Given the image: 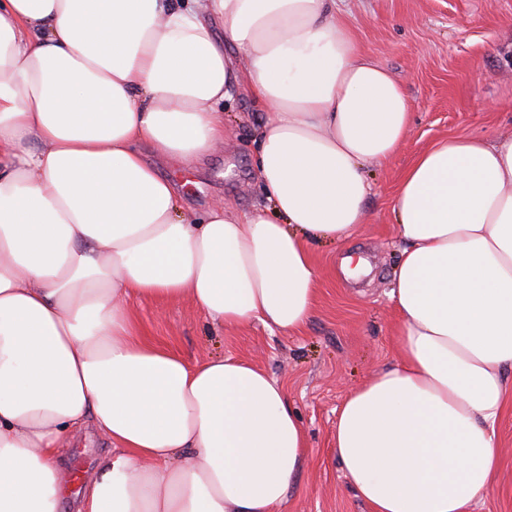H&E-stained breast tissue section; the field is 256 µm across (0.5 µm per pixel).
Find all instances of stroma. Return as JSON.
<instances>
[{
    "label": "stroma",
    "instance_id": "35a3bbf8",
    "mask_svg": "<svg viewBox=\"0 0 512 512\" xmlns=\"http://www.w3.org/2000/svg\"><path fill=\"white\" fill-rule=\"evenodd\" d=\"M336 15L358 50L404 88L411 122L395 155L368 166L366 224L344 242L313 247L320 271L314 314L296 335L260 325L214 324L189 299H135L139 336L201 363L232 355L276 378L296 408L307 453L285 512H371L350 488L332 451L336 410L347 393L395 359L397 322L385 292L399 259L393 199L405 169L421 152L455 136L512 134V0H336ZM266 109L243 89L224 103L229 136L193 168L155 158L184 203L202 213L224 204L239 211L266 205L254 159ZM363 256L366 276L347 278L343 257ZM495 486L472 512H512V397L498 429ZM64 512H77L91 473L111 449L85 428L63 439Z\"/></svg>",
    "mask_w": 512,
    "mask_h": 512
}]
</instances>
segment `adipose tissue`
I'll use <instances>...</instances> for the list:
<instances>
[{
	"instance_id": "ef3b65f1",
	"label": "adipose tissue",
	"mask_w": 512,
	"mask_h": 512,
	"mask_svg": "<svg viewBox=\"0 0 512 512\" xmlns=\"http://www.w3.org/2000/svg\"><path fill=\"white\" fill-rule=\"evenodd\" d=\"M335 6L0 0V512H59L60 441L89 425L112 450L79 512L286 502L306 439L283 385L144 342L129 301L187 296L282 336L311 319L312 246L366 223L367 166L411 117ZM240 80L270 109L255 160L270 206L200 215L144 151L213 152ZM394 210L397 359L345 397L333 451L372 512H469L512 393V136L420 153Z\"/></svg>"
}]
</instances>
